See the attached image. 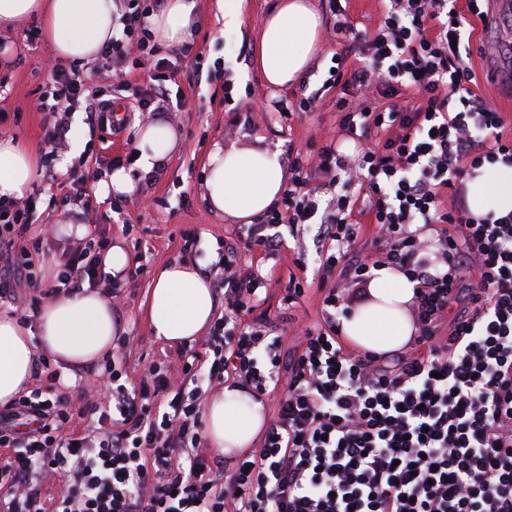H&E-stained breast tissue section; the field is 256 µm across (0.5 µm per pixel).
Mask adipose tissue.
<instances>
[{"mask_svg": "<svg viewBox=\"0 0 512 512\" xmlns=\"http://www.w3.org/2000/svg\"><path fill=\"white\" fill-rule=\"evenodd\" d=\"M38 20L45 41L61 63L95 61L112 38L118 18L115 0H0V29L25 18ZM199 21L197 0H162L148 18L158 42L176 47L194 38ZM322 21L309 0H279L261 24L254 65L271 88L295 82L310 66ZM178 138L166 123L152 122L139 131L138 166L151 171L175 150ZM40 174L34 150L10 138L0 139V197L20 199ZM209 207L245 224L267 212L286 186L277 154L255 144L214 145L204 178ZM469 209L477 217L512 211V177L502 165L487 164L469 182ZM413 285L398 270L375 271L365 296L340 328L355 346L378 354L402 348L415 332L411 318ZM216 295L209 277L197 266L172 263L159 268L147 308L154 335L171 344L192 342L211 327ZM121 319L104 294L82 286L46 305L34 325L0 316V406L28 392L39 353L51 355L65 371L93 367L112 355ZM265 423L261 403L242 389L227 387L205 408V436L219 453L248 450Z\"/></svg>", "mask_w": 512, "mask_h": 512, "instance_id": "obj_1", "label": "adipose tissue"}]
</instances>
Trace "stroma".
I'll list each match as a JSON object with an SVG mask.
<instances>
[{
  "instance_id": "35a3bbf8",
  "label": "stroma",
  "mask_w": 512,
  "mask_h": 512,
  "mask_svg": "<svg viewBox=\"0 0 512 512\" xmlns=\"http://www.w3.org/2000/svg\"><path fill=\"white\" fill-rule=\"evenodd\" d=\"M277 2L243 0L240 28L228 29L216 17L213 0H199L200 24L185 59L200 61L207 69L214 62L223 63L227 82L234 84L233 101H224L225 82L196 83L182 77L169 84L174 106L169 111L153 113L152 119L170 125L179 143L170 158L152 172L135 166L139 116H132L126 128L113 137L107 135L103 120L89 116L83 104L74 105L68 113V131L55 162L59 179H67L73 169L88 172L86 187L91 190L109 170L131 169L137 189L134 194L123 196L121 212H114L108 199L93 200L88 210L79 204H62L61 190L43 178L33 187L39 197L38 223L27 233L24 244L31 250L35 267L42 270L46 285L54 283L59 257L37 248L41 226L72 217L93 229L95 239L108 245H123L133 265L144 268L140 276L120 280V301L113 306L125 327L124 341L114 344V359L127 365L130 382H138L144 368L160 355L177 352L176 346L156 338L148 323V294L155 270L184 259L201 267L208 276H216L224 241L239 238L245 231L244 225L227 223L223 216L210 211L200 193L213 144L258 142L285 155L291 151L315 152L334 142L346 155L353 157L358 153L356 142L339 126L337 88L322 89V98L314 111L297 109L305 87L322 88L334 65L333 56L340 49L326 0H312L322 17V29L320 49L308 82L270 88L254 67L259 28ZM31 26V20L25 19L11 32L0 33V137L15 138L45 153L49 146L43 140L46 114L41 108V92L50 74L43 63L52 59L53 50L44 39L30 38ZM498 40L512 42V13L502 14L493 31L475 27L468 61L477 80V92L499 112L507 114L505 134L512 138V105L496 96L482 67L485 56ZM78 138L85 145L77 154L73 144ZM187 233L194 234L197 240L196 253L188 256L182 253L183 236ZM316 234V227L308 226L296 236L286 238L280 257L275 259L257 248L246 255L247 262L270 276L256 314L277 327L286 351L297 343L294 332L298 326L322 317ZM292 278L304 284L305 291L288 307L282 297Z\"/></svg>"
}]
</instances>
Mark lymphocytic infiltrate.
<instances>
[{"label":"lymphocytic infiltrate","instance_id":"1","mask_svg":"<svg viewBox=\"0 0 512 512\" xmlns=\"http://www.w3.org/2000/svg\"><path fill=\"white\" fill-rule=\"evenodd\" d=\"M159 0H127L123 36L92 74L52 68L44 94L52 151L75 103L104 111L96 87L129 82L116 60ZM481 0H384L380 26L356 37L362 64L325 79L342 90L340 126L362 142L357 158L335 145L288 156L281 207L251 225L245 245L224 247V312L204 341L152 361L137 386L112 369L108 403L84 399L92 430L68 436L71 406L48 389L0 414V512H512V212L474 218L457 181L465 168L512 167L506 119L476 95L464 63ZM149 82L139 111L169 103L167 83L194 74L181 54L141 44ZM37 202L0 200V250L13 282L46 295L21 241ZM315 224L326 245L322 320L282 353L267 319L243 323L265 278L243 246L278 255L284 229ZM438 225L435 239L424 228ZM93 241L63 248L56 278L94 277ZM390 266L414 285L419 334L392 362L349 348L335 311L373 269ZM290 371L260 447L225 472L201 440L204 385L232 376L254 397ZM58 482L52 508L40 485Z\"/></svg>","mask_w":512,"mask_h":512}]
</instances>
